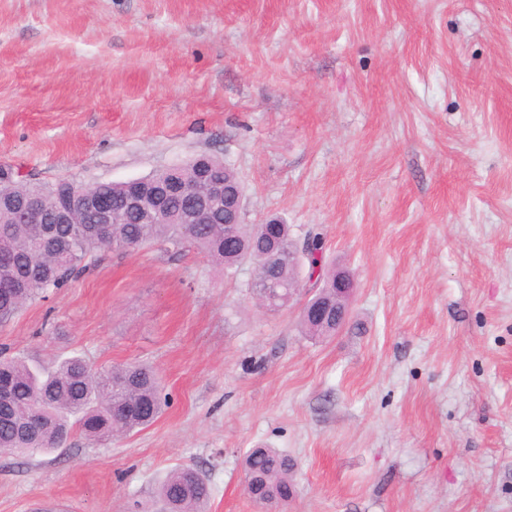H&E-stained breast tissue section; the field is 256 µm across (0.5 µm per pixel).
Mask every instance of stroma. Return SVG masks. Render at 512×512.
Segmentation results:
<instances>
[{
    "label": "stroma",
    "mask_w": 512,
    "mask_h": 512,
    "mask_svg": "<svg viewBox=\"0 0 512 512\" xmlns=\"http://www.w3.org/2000/svg\"><path fill=\"white\" fill-rule=\"evenodd\" d=\"M201 155L246 223L319 225L348 323L312 340L193 248L102 250L0 347L147 363L167 404L0 453V512H139L179 465L207 512H512V0H0V167L89 184ZM253 448L292 459L287 504L246 494Z\"/></svg>",
    "instance_id": "1"
}]
</instances>
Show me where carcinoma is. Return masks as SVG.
<instances>
[{
    "label": "carcinoma",
    "instance_id": "1",
    "mask_svg": "<svg viewBox=\"0 0 512 512\" xmlns=\"http://www.w3.org/2000/svg\"><path fill=\"white\" fill-rule=\"evenodd\" d=\"M209 169L231 184L240 180L224 161L210 157ZM198 163L165 168L135 183H105L99 192L112 199L118 211L112 239L103 234L93 216L76 224H28L13 211L22 199L53 203L70 187L67 180L32 184L0 176V243L11 255L0 263V289L12 286L17 294H0V324L11 320L27 303L50 288H61L79 278L92 264L96 252L115 248L138 250L162 243L178 253L185 244L194 246L212 260L232 269L243 263L255 268L254 287L262 292L267 283L287 286L297 281V266L288 261L293 238L290 225L271 219L263 224L240 223L234 236L224 233V202L202 215L185 199L171 194L166 199L168 215L144 218L126 207L135 189L150 191L177 178L191 182ZM306 246L307 279H316L321 298L336 300V267L326 264L323 233L313 228ZM0 452H50L65 445L78 429L93 441L110 440L153 423L165 405L156 371L142 363H128L111 371L92 369L79 355H70L45 366L28 357H5L0 350ZM291 459L274 448H253L245 458L246 474L272 485L277 499L248 491L258 505L285 504L293 494L288 474ZM159 501H169L175 512H206L211 489L202 473L190 466L173 468L160 484Z\"/></svg>",
    "mask_w": 512,
    "mask_h": 512
}]
</instances>
